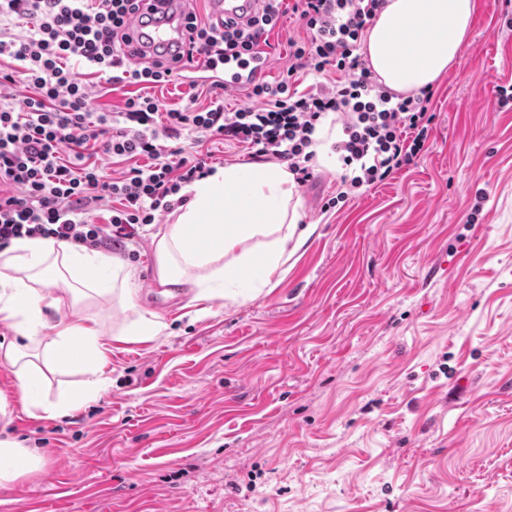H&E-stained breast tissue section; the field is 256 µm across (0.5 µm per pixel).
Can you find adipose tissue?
<instances>
[{
  "label": "adipose tissue",
  "instance_id": "1",
  "mask_svg": "<svg viewBox=\"0 0 512 512\" xmlns=\"http://www.w3.org/2000/svg\"><path fill=\"white\" fill-rule=\"evenodd\" d=\"M475 0H386L360 49L380 83L410 95L432 87L457 62L468 37ZM186 201L171 224L153 234L160 286H181L197 302V316L225 289L252 298L276 284L288 260L304 245L302 198L294 173L277 163H238L216 168L181 190ZM134 275L120 260L54 238H19L0 251V323L16 336L0 343L24 410L55 419L81 409L98 389L107 342H143L164 335L158 312L138 306ZM125 312L103 336L100 313ZM58 313L49 323L48 313ZM81 365L84 386L52 402L41 391L48 375ZM38 451L0 439V486L38 472Z\"/></svg>",
  "mask_w": 512,
  "mask_h": 512
}]
</instances>
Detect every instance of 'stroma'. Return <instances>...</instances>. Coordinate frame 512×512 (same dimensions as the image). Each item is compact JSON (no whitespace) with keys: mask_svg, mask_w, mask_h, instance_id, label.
Returning <instances> with one entry per match:
<instances>
[{"mask_svg":"<svg viewBox=\"0 0 512 512\" xmlns=\"http://www.w3.org/2000/svg\"><path fill=\"white\" fill-rule=\"evenodd\" d=\"M475 3L414 165L328 210L335 172L302 185L274 287L195 317L151 224L129 267L168 328L113 342L95 399L33 418L0 363V438L44 456L0 512H512V0ZM304 35L270 34L264 81Z\"/></svg>","mask_w":512,"mask_h":512,"instance_id":"stroma-1","label":"stroma"}]
</instances>
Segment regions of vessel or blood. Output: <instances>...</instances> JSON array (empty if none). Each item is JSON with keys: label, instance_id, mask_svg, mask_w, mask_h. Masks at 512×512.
<instances>
[{"label": "vessel or blood", "instance_id": "b4317fda", "mask_svg": "<svg viewBox=\"0 0 512 512\" xmlns=\"http://www.w3.org/2000/svg\"><path fill=\"white\" fill-rule=\"evenodd\" d=\"M207 3L211 16L221 19L253 11L260 0H207ZM185 5L186 0H144L141 12L154 17L155 23L148 29L136 27V40L168 59L185 56L189 44ZM263 70L264 65L258 60L246 66L230 62L224 66V83L238 87L259 78Z\"/></svg>", "mask_w": 512, "mask_h": 512}]
</instances>
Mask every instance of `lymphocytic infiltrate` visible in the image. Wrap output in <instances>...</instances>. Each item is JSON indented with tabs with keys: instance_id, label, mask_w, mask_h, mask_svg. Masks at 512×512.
<instances>
[{
	"instance_id": "f902f5d3",
	"label": "lymphocytic infiltrate",
	"mask_w": 512,
	"mask_h": 512,
	"mask_svg": "<svg viewBox=\"0 0 512 512\" xmlns=\"http://www.w3.org/2000/svg\"><path fill=\"white\" fill-rule=\"evenodd\" d=\"M141 0H0V16L30 21L27 35L0 33V59L14 62L0 87L25 93L0 106V249L17 238H56L97 248L136 242L143 226L170 213L183 186L206 176L210 141L287 165L310 181L317 124L335 116L334 145L354 174L341 175L336 206L358 189L414 164L426 139L431 94L392 93L360 54L362 37L384 0H262L247 20L215 23L189 12V61L211 95L208 106L166 107L154 90L184 78L176 63L143 60L130 34ZM306 35L290 41L288 65L276 82L247 90L249 102L225 109L226 61L266 60L261 49L285 15ZM107 83L136 84L121 111L95 112L92 89L77 67ZM315 74L308 91L300 72ZM188 136L191 148L177 146ZM118 170L108 173L102 158Z\"/></svg>"
}]
</instances>
